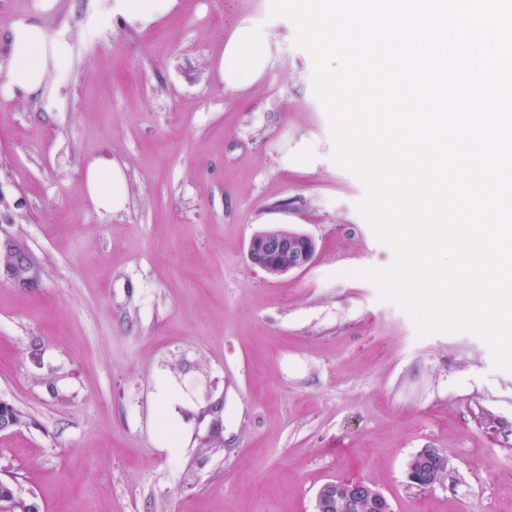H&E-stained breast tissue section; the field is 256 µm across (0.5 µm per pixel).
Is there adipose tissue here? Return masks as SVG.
Returning <instances> with one entry per match:
<instances>
[{
  "instance_id": "1",
  "label": "adipose tissue",
  "mask_w": 512,
  "mask_h": 512,
  "mask_svg": "<svg viewBox=\"0 0 512 512\" xmlns=\"http://www.w3.org/2000/svg\"><path fill=\"white\" fill-rule=\"evenodd\" d=\"M179 0H115L114 11L128 21L148 27L177 8ZM10 58L4 80L0 81V99L23 92L41 91L50 65L65 59L68 44L56 40L47 44L45 31L37 23L19 20L9 34ZM272 54L266 28L259 20L245 19L224 40V50L216 69L225 89L241 92L265 79L271 68ZM85 184L92 204L113 212L125 203V179L121 167L112 159H92L85 170Z\"/></svg>"
}]
</instances>
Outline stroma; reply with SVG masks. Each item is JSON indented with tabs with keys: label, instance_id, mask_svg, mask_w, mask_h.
Masks as SVG:
<instances>
[{
	"label": "stroma",
	"instance_id": "1",
	"mask_svg": "<svg viewBox=\"0 0 512 512\" xmlns=\"http://www.w3.org/2000/svg\"><path fill=\"white\" fill-rule=\"evenodd\" d=\"M114 0H0V69L20 19L69 55L0 104V471L40 512H313L362 479L393 512H512V373L474 334L419 337L361 272L394 260L333 161L315 62L270 0H180L151 27ZM245 18L273 66L244 94L215 62ZM125 174L123 209L89 201L87 164ZM281 224L316 243L282 275L248 247ZM448 459L408 484L421 449ZM3 258L6 271L18 282L23 284L31 283L34 277V270L31 261L16 248L6 246ZM24 274V275H23ZM445 457L434 448H424L411 459L406 477L410 485L425 489L439 483ZM447 464V462H446Z\"/></svg>",
	"mask_w": 512,
	"mask_h": 512
}]
</instances>
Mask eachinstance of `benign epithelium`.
I'll use <instances>...</instances> for the list:
<instances>
[{
	"instance_id": "1",
	"label": "benign epithelium",
	"mask_w": 512,
	"mask_h": 512,
	"mask_svg": "<svg viewBox=\"0 0 512 512\" xmlns=\"http://www.w3.org/2000/svg\"><path fill=\"white\" fill-rule=\"evenodd\" d=\"M316 244L306 234L279 228L255 236L249 247L250 261L273 275L303 270L315 256ZM3 258L6 271L18 282L28 284L34 277L31 261L7 246ZM445 457L434 448H424L411 459L406 477L410 485L425 489L440 482ZM314 512H392L387 497L373 485L349 480L341 486L324 484L315 499Z\"/></svg>"
}]
</instances>
